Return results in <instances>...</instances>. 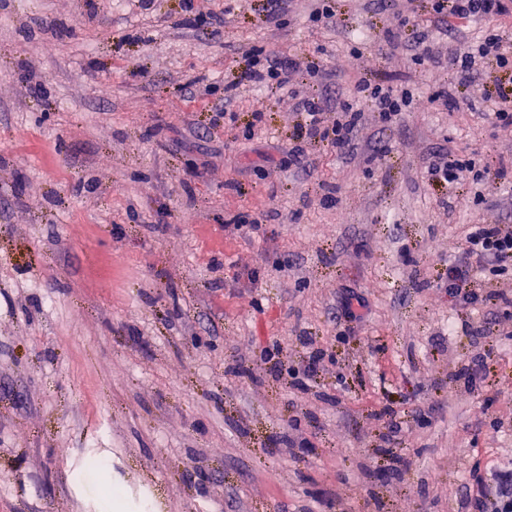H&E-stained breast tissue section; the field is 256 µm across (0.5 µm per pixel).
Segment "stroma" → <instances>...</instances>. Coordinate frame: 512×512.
I'll return each instance as SVG.
<instances>
[{
	"label": "stroma",
	"instance_id": "1",
	"mask_svg": "<svg viewBox=\"0 0 512 512\" xmlns=\"http://www.w3.org/2000/svg\"><path fill=\"white\" fill-rule=\"evenodd\" d=\"M396 7L0 0V512H102L90 456L119 512H469L512 463V305L461 317L446 288L467 225H512V183L426 176L450 148L512 160V128L387 46ZM263 46L289 91L241 82ZM358 72L411 112L365 113L351 159L301 142L292 90L332 111ZM307 21L312 25L330 23L336 16L334 0H310Z\"/></svg>",
	"mask_w": 512,
	"mask_h": 512
}]
</instances>
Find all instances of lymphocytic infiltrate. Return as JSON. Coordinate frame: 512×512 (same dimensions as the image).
Returning <instances> with one entry per match:
<instances>
[{"instance_id": "lymphocytic-infiltrate-1", "label": "lymphocytic infiltrate", "mask_w": 512, "mask_h": 512, "mask_svg": "<svg viewBox=\"0 0 512 512\" xmlns=\"http://www.w3.org/2000/svg\"><path fill=\"white\" fill-rule=\"evenodd\" d=\"M413 3L414 0H401L397 25L385 32L388 46L394 49L402 46L406 32H413L417 61L433 64L438 74L447 76L454 89L494 102L495 124L512 126V46L502 35L488 31L448 56L436 55L428 47V29L419 27L416 21ZM432 9L437 18L449 22L474 23L512 13V0H432ZM484 63L492 64L493 80H486L481 72ZM293 71V64L281 61L275 52L254 50L247 55L242 78L277 90L288 86ZM354 94L355 102L342 103L341 117L334 121L327 119L321 100L298 97L295 108L304 118L306 137L350 156L356 149L357 126L363 108H370L383 122L391 123L410 111L413 102L411 89L385 87L363 76L356 77ZM427 176L433 183L451 187L468 180L506 182L512 180V167L498 162L479 168L472 159L451 150L433 154ZM511 263V225H470L462 250L448 264V291L463 307L484 302L478 273L490 265L500 267Z\"/></svg>"}]
</instances>
